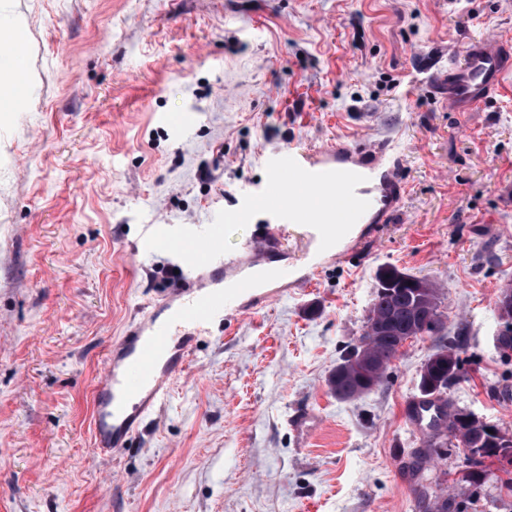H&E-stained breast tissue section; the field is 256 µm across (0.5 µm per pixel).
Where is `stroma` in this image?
Returning a JSON list of instances; mask_svg holds the SVG:
<instances>
[{
	"instance_id": "obj_1",
	"label": "stroma",
	"mask_w": 512,
	"mask_h": 512,
	"mask_svg": "<svg viewBox=\"0 0 512 512\" xmlns=\"http://www.w3.org/2000/svg\"><path fill=\"white\" fill-rule=\"evenodd\" d=\"M31 38L21 107L0 112V512H512L465 480L463 448L407 418L451 343L443 397L512 438V78L480 112L437 80L467 42H512V0H0ZM194 112L189 129L166 123ZM391 141L406 192L359 224L309 286L199 338L161 407L98 455L92 389L109 344L183 283L172 254L135 251L252 204L224 246L278 225L254 201L268 156ZM211 169L214 181L201 180ZM441 289L443 337L408 342L386 379L341 400L327 379L358 343L376 275Z\"/></svg>"
}]
</instances>
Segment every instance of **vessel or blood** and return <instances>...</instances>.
<instances>
[{
	"mask_svg": "<svg viewBox=\"0 0 512 512\" xmlns=\"http://www.w3.org/2000/svg\"><path fill=\"white\" fill-rule=\"evenodd\" d=\"M511 75L512 46L489 37L469 42L448 62V103L457 112L480 108ZM267 165L271 176L259 201L282 223L305 226V256L314 267L334 258L336 247L351 240L355 225L384 223L404 196L395 163L383 146L292 147ZM250 216V209L240 208L225 212L223 222L182 233L161 228L139 242V249L178 256L190 276L186 287L175 290L162 307L142 314L110 344L93 399L92 438L99 454L108 456L123 447L161 405L191 354L195 334L245 305H261L285 287L308 283V276L297 275L288 265L267 264L270 253L284 250L280 235L259 233L240 253L225 252V225L248 222ZM410 406V422L429 429L444 402L421 396Z\"/></svg>",
	"mask_w": 512,
	"mask_h": 512,
	"instance_id": "1",
	"label": "vessel or blood"
}]
</instances>
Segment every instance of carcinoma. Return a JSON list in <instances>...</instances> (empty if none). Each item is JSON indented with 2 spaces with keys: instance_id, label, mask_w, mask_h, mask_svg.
Wrapping results in <instances>:
<instances>
[{
  "instance_id": "1",
  "label": "carcinoma",
  "mask_w": 512,
  "mask_h": 512,
  "mask_svg": "<svg viewBox=\"0 0 512 512\" xmlns=\"http://www.w3.org/2000/svg\"><path fill=\"white\" fill-rule=\"evenodd\" d=\"M410 274L396 268H385L377 276L372 302L366 316L360 338L370 337L369 322L377 318L390 317L395 320L393 335L372 338L371 349L379 363V371L368 375V370L360 362V346H355L344 357V361L331 374L329 384L336 394L350 399L358 398L379 385L387 370L400 355L398 340L403 336L421 333L425 336H439L445 330V323L439 311L440 288L434 287L427 293L402 284L401 278ZM460 376V364L457 354L451 348H445L442 355L434 354L423 367L420 379V391L426 396L439 395L442 390ZM443 421L435 423V434L428 439L423 454L432 458L438 453L441 444L438 439L445 436L448 427L458 432V442L464 448V463L467 480L471 485H481L487 478L485 461L506 452L484 427L475 425V421L464 420L460 410L445 406Z\"/></svg>"
}]
</instances>
